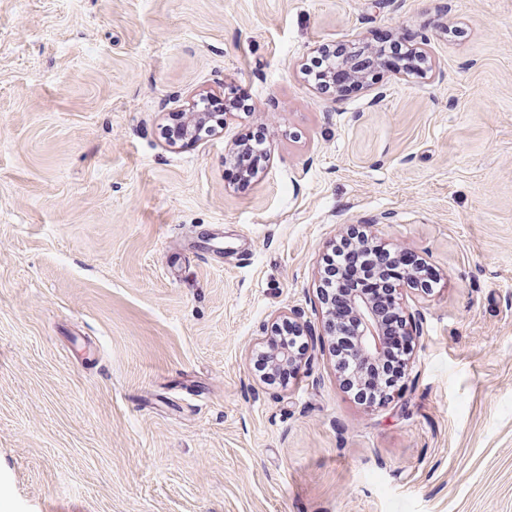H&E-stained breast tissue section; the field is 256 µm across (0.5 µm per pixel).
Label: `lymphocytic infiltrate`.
Wrapping results in <instances>:
<instances>
[{
    "instance_id": "lymphocytic-infiltrate-1",
    "label": "lymphocytic infiltrate",
    "mask_w": 512,
    "mask_h": 512,
    "mask_svg": "<svg viewBox=\"0 0 512 512\" xmlns=\"http://www.w3.org/2000/svg\"><path fill=\"white\" fill-rule=\"evenodd\" d=\"M369 52L376 69L381 71L401 66L418 73L425 67L404 38L377 36ZM410 270L415 271V279H407L406 273ZM406 280L412 287L424 291L438 283L437 275L419 257L409 252L368 246L365 232L355 228L337 241L325 262V286L336 294L335 311L339 322L336 368L356 397L369 403L385 398L403 377L407 366L411 338L396 301V290ZM357 293L370 296L386 334L382 361L360 367L347 355L359 326L347 312L346 303Z\"/></svg>"
}]
</instances>
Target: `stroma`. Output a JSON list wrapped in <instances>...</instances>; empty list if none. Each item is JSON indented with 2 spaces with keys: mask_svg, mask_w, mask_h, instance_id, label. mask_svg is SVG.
I'll return each mask as SVG.
<instances>
[{
  "mask_svg": "<svg viewBox=\"0 0 512 512\" xmlns=\"http://www.w3.org/2000/svg\"><path fill=\"white\" fill-rule=\"evenodd\" d=\"M380 32L427 76H304ZM231 83L251 111L162 138ZM354 224L444 281L400 289L381 405L343 389L320 298ZM294 309L308 362L266 383ZM0 512H512V0H0ZM344 46H325L321 51H319L316 55L311 57L309 63H307L308 73L307 75L312 78L313 81L320 83L322 86H326L328 88L334 87L336 88V93L343 94L349 93L357 89V87L349 84V82L338 80L334 83H326L324 79V74L330 67V65L336 63L340 57L343 56L342 49ZM246 139L250 146L248 158L245 161L246 166L232 163V165L226 167L224 170L226 178L231 182L247 183L248 181H246L245 178H248L249 168L257 170L262 161L264 150L261 149V145L263 144L261 131H253Z\"/></svg>",
  "mask_w": 512,
  "mask_h": 512,
  "instance_id": "1",
  "label": "stroma"
}]
</instances>
